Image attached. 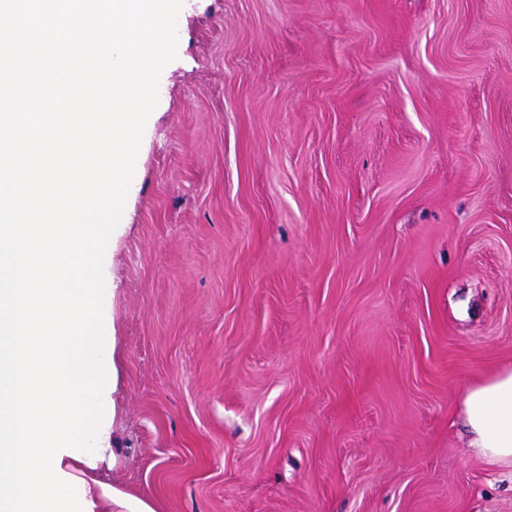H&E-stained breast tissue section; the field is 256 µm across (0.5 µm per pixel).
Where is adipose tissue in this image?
Returning <instances> with one entry per match:
<instances>
[{"label":"adipose tissue","instance_id":"1","mask_svg":"<svg viewBox=\"0 0 512 512\" xmlns=\"http://www.w3.org/2000/svg\"><path fill=\"white\" fill-rule=\"evenodd\" d=\"M469 445L487 462L512 468V369H505L472 385L464 400ZM96 466L63 457L61 468L85 482V498L93 512H155L147 500L113 485L108 473L119 456L115 448L102 452Z\"/></svg>","mask_w":512,"mask_h":512}]
</instances>
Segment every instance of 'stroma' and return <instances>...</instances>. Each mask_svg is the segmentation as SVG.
I'll use <instances>...</instances> for the list:
<instances>
[{"label":"stroma","mask_w":512,"mask_h":512,"mask_svg":"<svg viewBox=\"0 0 512 512\" xmlns=\"http://www.w3.org/2000/svg\"><path fill=\"white\" fill-rule=\"evenodd\" d=\"M104 260L156 512H512V0H184ZM469 448L512 471V368L472 385L464 400Z\"/></svg>","instance_id":"1"}]
</instances>
